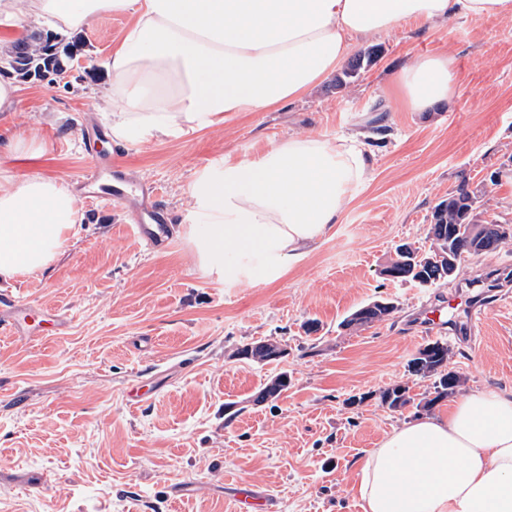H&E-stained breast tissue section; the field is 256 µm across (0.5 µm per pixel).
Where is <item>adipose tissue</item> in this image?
<instances>
[{"instance_id":"1","label":"adipose tissue","mask_w":512,"mask_h":512,"mask_svg":"<svg viewBox=\"0 0 512 512\" xmlns=\"http://www.w3.org/2000/svg\"><path fill=\"white\" fill-rule=\"evenodd\" d=\"M130 22L107 60L112 141L136 146L223 125L298 98L335 74L354 38L461 17L512 20V0H0L12 41L35 24L81 30ZM447 55L417 58L395 82L400 105L448 99ZM360 135L317 131L256 156L225 157L187 187V247L228 288L281 280L341 223L372 180ZM81 199L58 177L0 167V283L45 271L78 224ZM362 512H512V387H487L386 433L357 463Z\"/></svg>"}]
</instances>
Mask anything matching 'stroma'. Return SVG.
<instances>
[{"mask_svg":"<svg viewBox=\"0 0 512 512\" xmlns=\"http://www.w3.org/2000/svg\"><path fill=\"white\" fill-rule=\"evenodd\" d=\"M127 17L82 31L62 80L21 81L0 131L53 142L38 170L78 186L92 167L83 137L123 160L133 182L156 187L173 218V247L152 253L108 192L83 199L84 218L49 270L10 283L33 309L63 325L0 335V512H234L233 489L270 494L273 512H361L354 464L391 428L423 410L393 411L379 396L431 382L408 363L436 336L427 308L493 272L512 271V240L463 262L453 279L421 286L382 277L399 243L431 245L435 206L461 180L480 188L478 210L512 225V21L473 17L433 28L409 24L352 42L373 62L345 88L327 79L305 97L238 112L223 127L115 146L103 102L104 62ZM447 53L450 99L409 112L392 99L396 74L415 58ZM317 130L369 136L374 178L335 234L271 286L227 288L204 277L182 227L186 188L208 161L251 156ZM390 298L384 320L350 330L355 309ZM272 340L285 357L239 355ZM462 392L512 386V295L485 309L474 339L449 340ZM288 388L258 401L279 374Z\"/></svg>","mask_w":512,"mask_h":512,"instance_id":"35a3bbf8","label":"stroma"}]
</instances>
